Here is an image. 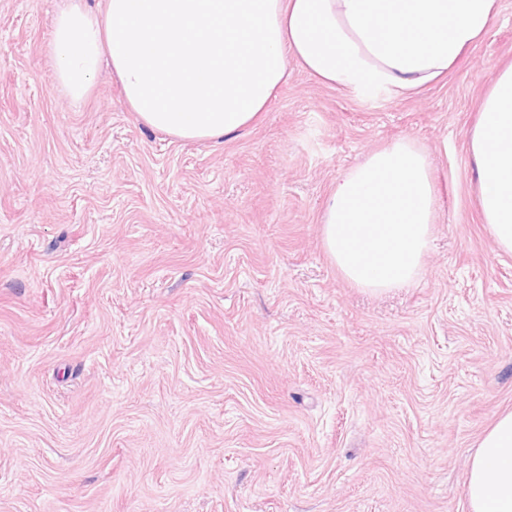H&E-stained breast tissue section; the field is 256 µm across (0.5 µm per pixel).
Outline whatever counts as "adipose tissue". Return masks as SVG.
I'll use <instances>...</instances> for the list:
<instances>
[{
    "label": "adipose tissue",
    "instance_id": "obj_1",
    "mask_svg": "<svg viewBox=\"0 0 512 512\" xmlns=\"http://www.w3.org/2000/svg\"><path fill=\"white\" fill-rule=\"evenodd\" d=\"M498 0H69L56 15L54 76L82 98L109 63L149 128L219 139L266 111L296 63L360 98L406 99L439 84L488 34ZM469 146L478 203L499 250L512 253V64L496 68ZM470 512H512V410L476 443Z\"/></svg>",
    "mask_w": 512,
    "mask_h": 512
}]
</instances>
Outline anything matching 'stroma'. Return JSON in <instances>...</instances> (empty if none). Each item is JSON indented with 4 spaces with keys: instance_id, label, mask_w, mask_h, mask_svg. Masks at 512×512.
Returning a JSON list of instances; mask_svg holds the SVG:
<instances>
[{
    "instance_id": "1",
    "label": "stroma",
    "mask_w": 512,
    "mask_h": 512,
    "mask_svg": "<svg viewBox=\"0 0 512 512\" xmlns=\"http://www.w3.org/2000/svg\"><path fill=\"white\" fill-rule=\"evenodd\" d=\"M66 0H0V512H468L512 408V254L468 132L512 60V0L440 84L361 99L300 68L250 127H146L109 70L75 101ZM439 211L420 278L349 285L337 178L401 138Z\"/></svg>"
}]
</instances>
